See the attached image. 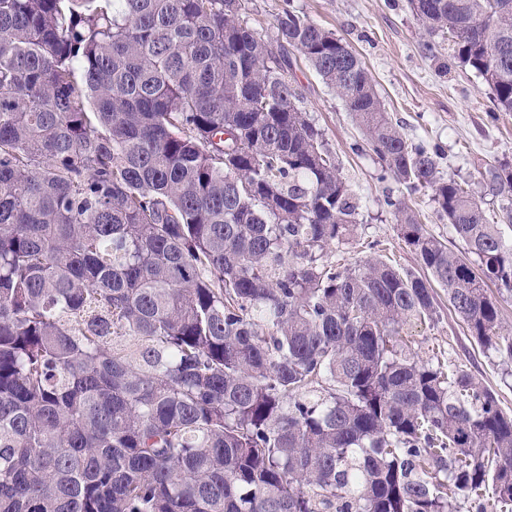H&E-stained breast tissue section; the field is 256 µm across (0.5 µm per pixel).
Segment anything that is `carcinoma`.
<instances>
[{"mask_svg": "<svg viewBox=\"0 0 512 512\" xmlns=\"http://www.w3.org/2000/svg\"><path fill=\"white\" fill-rule=\"evenodd\" d=\"M512 112V0H408ZM0 0V512H512V416L404 327L434 288L512 366L499 223L397 129L365 63L282 0ZM302 57L453 250L337 265L359 205L288 79ZM281 4L282 0H254L247 17L249 25L263 33L272 32L275 16Z\"/></svg>", "mask_w": 512, "mask_h": 512, "instance_id": "cac0c4a2", "label": "carcinoma"}]
</instances>
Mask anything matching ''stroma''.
<instances>
[{"label": "stroma", "mask_w": 512, "mask_h": 512, "mask_svg": "<svg viewBox=\"0 0 512 512\" xmlns=\"http://www.w3.org/2000/svg\"><path fill=\"white\" fill-rule=\"evenodd\" d=\"M294 5L356 51L403 135L438 145L442 170L468 184L488 220H495L497 202L482 176L489 167L512 166V112L496 110L490 89L454 58L447 39L439 34L434 37L448 58V73L442 76L423 51L424 27L407 0H294ZM290 81L297 105L323 130L344 179L360 202V240L333 247L329 260L355 261L368 255V243L375 242L399 266L420 271L418 257L397 235L385 199L400 198L415 207L425 229L446 241L451 237L448 222L438 213L431 190L410 193L381 180L375 156L356 149L362 133L351 114L303 59L294 61ZM439 301L438 320L408 326L413 352L423 359L436 356L460 366L512 413V377L484 356L461 319L448 308L447 296H440Z\"/></svg>", "instance_id": "obj_1"}]
</instances>
